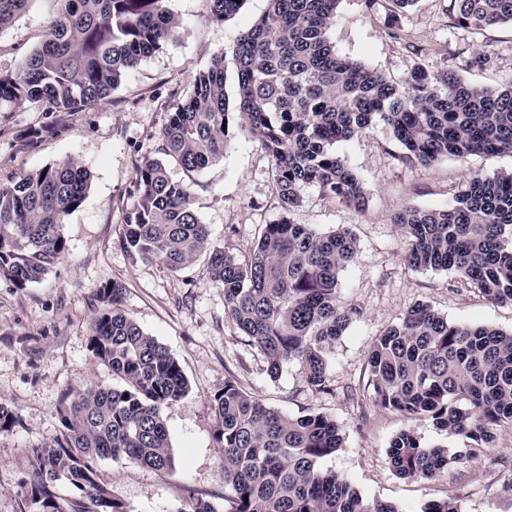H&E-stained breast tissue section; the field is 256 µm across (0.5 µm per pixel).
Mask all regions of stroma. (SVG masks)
<instances>
[{"mask_svg": "<svg viewBox=\"0 0 512 512\" xmlns=\"http://www.w3.org/2000/svg\"><path fill=\"white\" fill-rule=\"evenodd\" d=\"M267 4L246 0L237 14L216 22L206 16V0H169L179 22L174 42L143 58L103 101L83 112L51 115L39 103L0 109V184L70 158L91 174L85 202L67 219V258L25 289L0 280V401L20 419L15 430L0 433V512H19L15 491L26 474L25 451L57 435L56 407L63 393L113 383L111 372L95 364L88 350L89 325L98 309L95 290L113 281L124 287V310L170 351L188 381L187 393L163 409L172 471L128 459L102 464L126 512H179L190 489L223 505L224 461L212 438L209 399L228 379L282 413L333 417L343 445L320 467L366 498L393 503L400 512H423L427 504L447 498L460 499L464 512H512L502 467L503 461L512 462V427L498 431L494 447L467 458V441L438 430L427 418L376 405L365 371L374 339L417 302L452 323L512 332L511 305L472 292L452 272L410 268L405 239L393 222L407 207H448L471 173L512 172V154L410 164L390 127L376 123L335 145L364 184L367 201L358 211L309 186L300 206L283 212L268 157L238 134L223 159L196 175L195 207L202 222L214 244L239 257L250 255L264 225L285 215L322 232L346 227L356 236L358 253L340 276V300L357 313L336 346L327 392L310 388L294 362L270 378L261 354L226 314L223 289L200 266L173 273L132 259L119 245L124 212L135 200V167L160 157L159 130L167 110L186 100L196 74L214 54L231 53ZM393 8L392 0H341L329 31L337 54L395 83L418 65L477 86L512 78V28L495 26L478 34L456 26L451 0H418L396 20ZM59 9V0H30L0 29V72L19 70ZM395 26L396 38L390 35ZM405 430L424 444L463 453L462 463L432 479H399L386 450Z\"/></svg>", "mask_w": 512, "mask_h": 512, "instance_id": "stroma-1", "label": "stroma"}]
</instances>
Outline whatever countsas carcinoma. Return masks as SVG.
<instances>
[{
    "label": "carcinoma",
    "instance_id": "carcinoma-1",
    "mask_svg": "<svg viewBox=\"0 0 512 512\" xmlns=\"http://www.w3.org/2000/svg\"><path fill=\"white\" fill-rule=\"evenodd\" d=\"M29 0H0V28ZM168 0H61L41 47L16 73H0V106L41 102L46 112H82L110 95L127 71L175 39ZM246 0H207L222 22ZM265 14L233 49V93L223 53L194 79L192 95L172 107L160 130L162 157L136 168V200L119 244L132 258L178 272L203 260L224 289V306L275 378L296 361L307 385L330 390L329 369L354 308L340 304L341 273L357 256L347 229L320 233L281 218L265 225L244 260L215 245L195 208L191 177L224 157L230 132L258 143L271 164L272 187L289 212L316 185L350 208L365 206L358 175L336 154V142L378 121L403 146V158L427 163L477 153L512 154V79L499 88L458 75L413 68L394 84L381 72L336 53L328 39L340 0H268ZM462 28L512 27V0H452ZM90 174L68 159L0 185V279L16 288L40 282L69 253L65 225L84 203ZM416 270H450L482 296L512 304V173H475L442 209L409 207L395 217ZM117 282L96 289L89 351L119 384L65 393L59 435L27 452L18 485L20 512H126L100 462L127 458L173 469L163 408L188 390L179 361L122 309ZM368 388L384 408L420 415L440 430L489 448L512 426V333L448 322L416 303L373 342ZM212 434L224 458V508L188 492L180 512H400L364 498L344 478L319 467L342 447L336 420L323 413L290 416L227 379L210 398ZM19 419L0 403V431ZM403 480L432 478L463 456L398 433L387 448ZM423 512H463L459 500Z\"/></svg>",
    "mask_w": 512,
    "mask_h": 512
}]
</instances>
